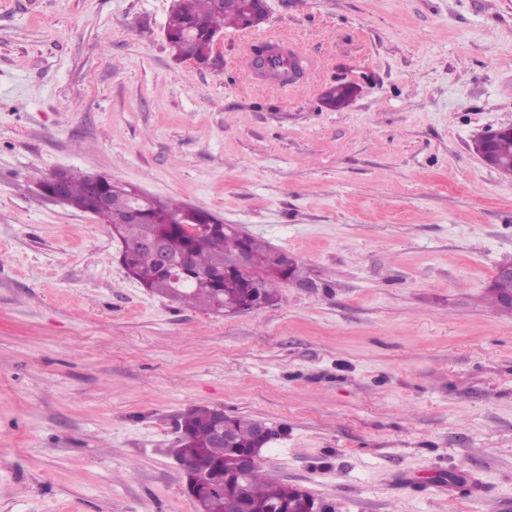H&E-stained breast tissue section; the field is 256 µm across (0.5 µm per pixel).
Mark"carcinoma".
<instances>
[{"mask_svg": "<svg viewBox=\"0 0 512 512\" xmlns=\"http://www.w3.org/2000/svg\"><path fill=\"white\" fill-rule=\"evenodd\" d=\"M260 21L246 11V0H176L166 28L167 42L174 60L185 62L203 59L212 47L213 38L226 27L256 28ZM351 95L346 85L327 92L328 104L344 105ZM498 161L504 170L512 167V138L501 139L497 146ZM62 183L68 206L84 213L98 211L99 195L89 188V175L60 171L43 185L52 190ZM102 195L109 199L110 209L104 223L113 238L126 246L122 266L126 274L145 288L162 292L170 289L182 304L217 311L220 289L232 287L236 303L249 306L253 299L250 285L261 282L267 301L278 299V287L283 282L299 278L296 260L283 250L271 247L259 237L243 234L237 229L219 227L221 220L202 207H190L176 200L161 201L140 190L112 181L101 183ZM133 211L138 218L122 222ZM157 232L167 253L174 259L190 252L195 269L188 273L174 269L164 272L148 252L140 247L151 232ZM245 250L250 265L244 270L234 268L237 252ZM489 299L502 312H512V281L500 279L489 287ZM213 415L210 407H196L181 415L179 448L176 455L198 454L208 447V422ZM235 433L234 447L224 451V487L213 490L203 501L204 512H224V494L243 485L250 498V512H267L280 507L283 512L294 508L295 497L288 484L268 480L261 471L262 456H256L251 469L242 476L235 473L234 459L244 449L255 444L254 419L244 416L229 418Z\"/></svg>", "mask_w": 512, "mask_h": 512, "instance_id": "obj_1", "label": "carcinoma"}]
</instances>
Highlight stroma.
Wrapping results in <instances>:
<instances>
[{"label":"stroma","instance_id":"35a3bbf8","mask_svg":"<svg viewBox=\"0 0 512 512\" xmlns=\"http://www.w3.org/2000/svg\"><path fill=\"white\" fill-rule=\"evenodd\" d=\"M173 0H0V512H195V406L264 421L262 470L334 512H512V0H268L222 67L178 62ZM318 59L247 88V37ZM340 83L353 93L330 107ZM106 173L293 255L279 302L215 316L126 276L96 217L42 197ZM512 281L500 279L489 287V299L502 312H512Z\"/></svg>","mask_w":512,"mask_h":512}]
</instances>
